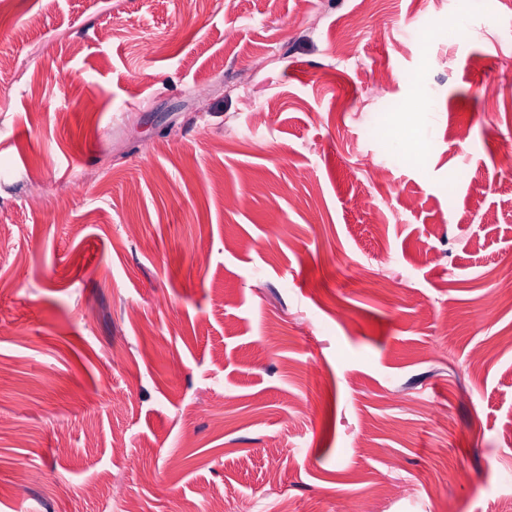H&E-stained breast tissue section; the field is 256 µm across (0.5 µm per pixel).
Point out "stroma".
I'll use <instances>...</instances> for the list:
<instances>
[{
    "label": "stroma",
    "mask_w": 512,
    "mask_h": 512,
    "mask_svg": "<svg viewBox=\"0 0 512 512\" xmlns=\"http://www.w3.org/2000/svg\"><path fill=\"white\" fill-rule=\"evenodd\" d=\"M451 21L0 0V512H512V0Z\"/></svg>",
    "instance_id": "obj_1"
}]
</instances>
